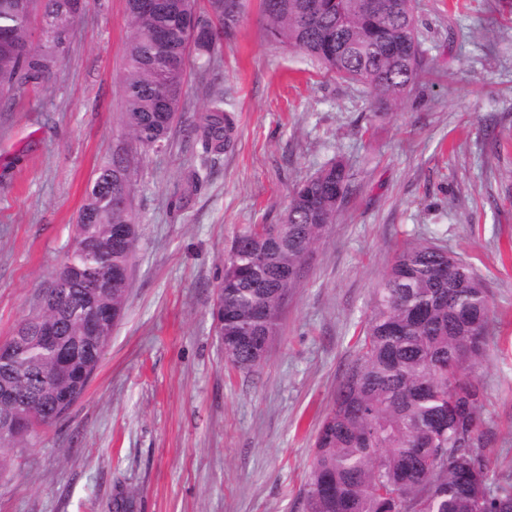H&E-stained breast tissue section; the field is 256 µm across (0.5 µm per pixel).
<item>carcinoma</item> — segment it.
Listing matches in <instances>:
<instances>
[{
    "label": "carcinoma",
    "mask_w": 512,
    "mask_h": 512,
    "mask_svg": "<svg viewBox=\"0 0 512 512\" xmlns=\"http://www.w3.org/2000/svg\"><path fill=\"white\" fill-rule=\"evenodd\" d=\"M74 0H0V100L15 88L47 82L80 16ZM126 0L121 88L125 136L88 182L67 253L41 308L18 326L11 363L0 365L38 427L56 421L59 398L78 401L103 344L87 335L89 308L123 313L120 279L139 242L125 200L133 193L137 150L162 152L180 110L187 70L206 72L240 24L246 0ZM260 0L267 38L298 50L339 79L367 89L371 103L397 105L421 73L411 0ZM40 8L45 43L33 46L30 17ZM236 115L228 93L183 128L207 156L233 147ZM353 191L340 160L298 184L277 224L240 233L224 261L213 310L224 355L251 372L265 356L258 343L277 335L282 308L313 249L327 236ZM132 228L115 240L114 228ZM491 303L472 267L433 241L417 238L396 252L373 291L361 348L341 380L315 437L304 512H512V475L497 477L476 452L487 440L485 392L477 378L489 335ZM59 335L47 343L42 330ZM69 348V373L56 375Z\"/></svg>",
    "instance_id": "cac0c4a2"
}]
</instances>
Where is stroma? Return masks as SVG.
I'll return each mask as SVG.
<instances>
[{
  "label": "stroma",
  "mask_w": 512,
  "mask_h": 512,
  "mask_svg": "<svg viewBox=\"0 0 512 512\" xmlns=\"http://www.w3.org/2000/svg\"><path fill=\"white\" fill-rule=\"evenodd\" d=\"M125 0H88L51 80L0 103V343L39 309L85 188L124 133ZM424 68L398 109L267 40L257 0L207 74L187 73L182 122L236 105L234 146L193 183L180 128L132 172L140 240L124 313L84 395L5 452L0 512H303L314 442L355 358L372 293L400 245L429 238L470 263L493 310L482 453L512 472V0H415ZM355 188L285 303L251 373L224 358L213 308L224 260L275 224L333 160Z\"/></svg>",
  "instance_id": "35a3bbf8"
}]
</instances>
